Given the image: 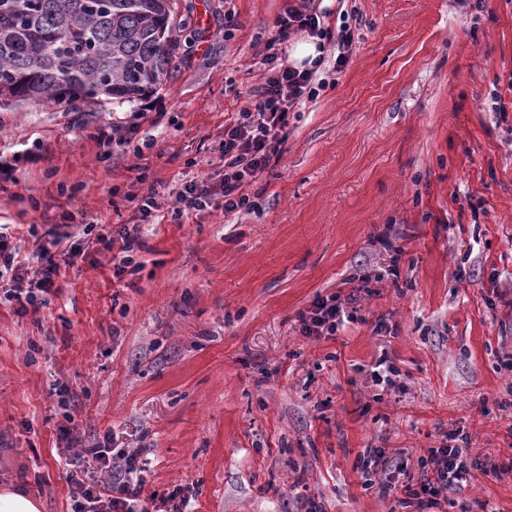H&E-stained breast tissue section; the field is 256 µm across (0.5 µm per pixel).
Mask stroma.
Here are the masks:
<instances>
[{"label":"stroma","instance_id":"stroma-1","mask_svg":"<svg viewBox=\"0 0 512 512\" xmlns=\"http://www.w3.org/2000/svg\"><path fill=\"white\" fill-rule=\"evenodd\" d=\"M288 0H177L181 59L132 103L0 106V224L28 253L67 215L130 224L147 189L218 177L224 121L263 76ZM349 65L291 114L254 210L146 228L143 266L111 253L63 268L60 293L18 314L0 301V487L68 512L54 386L86 441L142 450L146 493L182 487L191 512H296L303 478L322 512H394L365 488L368 448L416 467L449 439L485 463L457 495L512 512V0H333ZM119 125L122 145L98 133ZM363 297L362 321L307 338L316 296ZM397 368L375 384L379 357ZM497 474H490L491 466Z\"/></svg>","mask_w":512,"mask_h":512}]
</instances>
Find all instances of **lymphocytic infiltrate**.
Segmentation results:
<instances>
[{
    "label": "lymphocytic infiltrate",
    "instance_id": "obj_1",
    "mask_svg": "<svg viewBox=\"0 0 512 512\" xmlns=\"http://www.w3.org/2000/svg\"><path fill=\"white\" fill-rule=\"evenodd\" d=\"M274 34L266 44L267 68L263 82L253 91L251 108L224 122L219 155L223 176L219 181L190 179L176 191L179 209L173 220H182L189 211L221 209L232 213L253 210L255 204L245 192L248 180L266 171L286 139L289 118L299 105L314 99L326 86L321 75L324 59H316L306 69H297L282 58L279 47L294 34L308 32L325 41H335V72H343L350 62L354 35L349 25L331 28L328 14L315 0H293L273 21ZM161 208L155 192L142 196L134 224L121 225L110 234H93L91 227L71 232L57 224L45 231L31 258L21 257L10 247V227L0 224V274L8 273L0 294L19 310L39 309L60 291L62 267L73 265L93 245L111 252L114 276L133 266L137 253L147 248L143 227L156 223ZM356 294L317 297L299 319L300 333L306 337L333 336L358 321ZM61 431L76 451L66 456L73 487L69 512H187L188 501L178 493L165 499L144 492L146 466L138 453L113 456L110 448L93 443L80 448L79 421L65 413ZM477 463L464 449L441 443L419 458L416 477H409L406 465L389 458L385 449H367L362 476L367 486L378 487L381 496L403 490L400 507L407 512H437L448 505L451 494L461 490Z\"/></svg>",
    "mask_w": 512,
    "mask_h": 512
}]
</instances>
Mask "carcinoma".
<instances>
[{
    "label": "carcinoma",
    "instance_id": "obj_1",
    "mask_svg": "<svg viewBox=\"0 0 512 512\" xmlns=\"http://www.w3.org/2000/svg\"><path fill=\"white\" fill-rule=\"evenodd\" d=\"M175 0H0V102H132L162 89L181 43Z\"/></svg>",
    "mask_w": 512,
    "mask_h": 512
}]
</instances>
